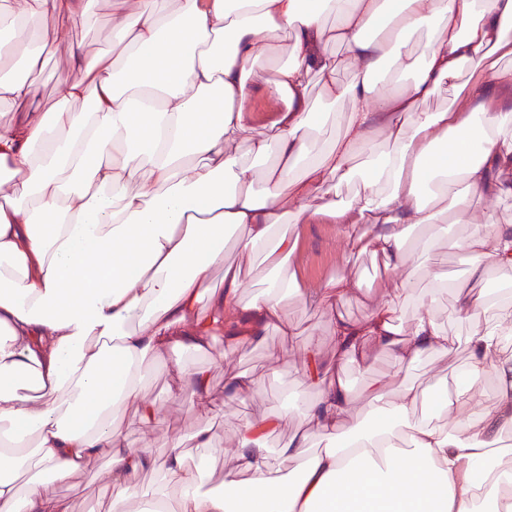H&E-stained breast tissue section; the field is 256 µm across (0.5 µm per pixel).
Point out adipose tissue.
<instances>
[{"label": "adipose tissue", "mask_w": 512, "mask_h": 512, "mask_svg": "<svg viewBox=\"0 0 512 512\" xmlns=\"http://www.w3.org/2000/svg\"><path fill=\"white\" fill-rule=\"evenodd\" d=\"M112 31L124 69L107 56L74 52L73 78L51 112H32L33 85L4 71L21 54L27 71L41 68L30 23L58 21L50 37L65 41L87 13V0L0 2L12 33L0 42V99L24 106L0 123V512H70L38 480L19 488L16 474L33 466L69 481L96 458L109 460L112 512L128 500L141 512H512V302L483 286L489 272L512 287V224H472L450 240L468 266L453 287L456 319L472 325L470 363L452 385H438V421L415 413L422 391L385 378L365 390L364 418L346 424L353 401L342 373L372 349L388 352L395 373L424 355H445L453 341L426 301L410 330L399 299L416 286L406 266L426 260L437 223L460 224L473 203L512 198V0H121ZM427 32L423 56L405 42ZM290 38V59L266 70L269 42ZM337 43L353 69L336 79ZM471 83L447 108L423 104L462 71ZM326 98L364 102L342 135L312 147L311 75ZM282 100L261 137L247 140V103L255 91ZM92 97L90 111L71 103ZM383 137L372 145L373 132ZM248 144L253 163L239 154ZM267 160L257 169L256 160ZM358 184L336 202L337 184ZM291 210H284V201ZM342 224L350 253L371 252L386 274L400 276L367 317L336 311L359 291L346 273L324 287L300 290L287 260L296 242L284 219L321 217ZM235 239L241 257L273 272L264 290L242 300L241 269L224 268L210 291L212 266ZM331 319V354L311 337L303 375L317 390L306 428L270 447L281 416L233 421L235 467L224 488L205 492L201 474L171 443L165 474L179 490L166 497L131 483L152 468L149 445L129 447L112 412L136 405L143 421L157 406L139 385L143 368L169 350L205 349L218 332L258 339L268 329L295 333L284 313L288 294ZM495 379L494 401L474 403L477 369ZM297 462L285 478L280 461Z\"/></svg>", "instance_id": "1"}]
</instances>
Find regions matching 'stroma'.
Instances as JSON below:
<instances>
[{
    "mask_svg": "<svg viewBox=\"0 0 512 512\" xmlns=\"http://www.w3.org/2000/svg\"><path fill=\"white\" fill-rule=\"evenodd\" d=\"M91 12V24L77 28L71 43L48 42L44 66L34 78V111H52L60 100L64 83L72 76L69 66L72 45H79L89 54H111L112 27L117 22L119 0H92ZM309 95L319 109L330 108L334 111L330 121L317 132L320 142H328L344 131L357 104L344 100L330 105L316 78L309 84ZM295 232L297 250L288 265L294 271L299 287L317 288L346 271L355 272L361 279L362 289L337 300L336 310L348 319L364 320L379 285L387 280L376 261L368 254L347 260V245L340 227L331 219L298 225ZM433 308L438 321L454 337L455 345L447 358L427 355L407 371V380L423 388L450 374L454 368L467 364L469 357L467 339L471 326L464 321L449 319L448 314L453 308L451 291L435 293ZM284 309L297 327L295 336L286 338L269 330L262 342L251 344L229 340L222 334L213 339L208 350L179 353V360L188 369L209 371L211 395L217 404L216 413L203 412L193 407L187 396L174 395L175 379L168 359H159L144 371L141 388L159 408L152 423L143 424L132 405L115 412V423L128 445L137 448L147 443L154 450V469L136 474L134 483L144 487L164 486L169 501H177V488L164 485L163 477L171 454L169 441L178 436L188 446L192 458L205 463L201 471L203 490H221L225 472L234 466L236 444L233 432L226 426L227 421L244 415L284 411L288 414L287 430L305 425L304 405L314 400L316 393L302 381L299 373L301 355L309 337L314 334L319 336L324 349H331L334 345L333 327L324 315L304 306L296 296L285 299ZM392 365L390 354L375 349L371 351L363 369L346 370L348 383L356 393L351 408L352 417H359L363 409L361 393L371 378L390 373ZM241 372L260 376V390L250 395H228L225 382ZM203 428L212 429L214 448L195 447L194 435ZM42 484L47 494L66 498L71 512H112V475L105 459L94 461L69 483L59 484L46 477Z\"/></svg>",
    "mask_w": 512,
    "mask_h": 512,
    "instance_id": "obj_1",
    "label": "stroma"
}]
</instances>
